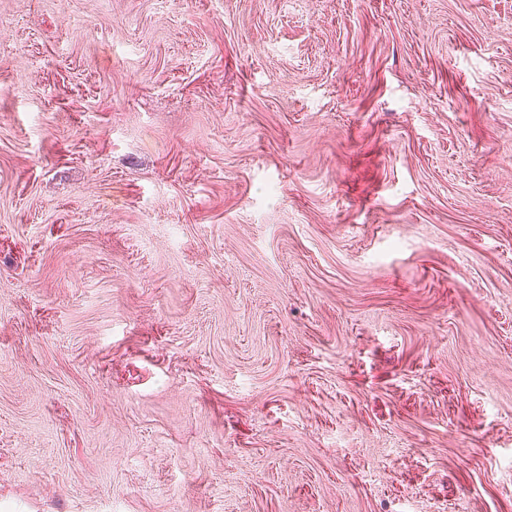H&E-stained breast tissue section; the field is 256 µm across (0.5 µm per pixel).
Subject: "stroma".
Wrapping results in <instances>:
<instances>
[{
	"instance_id": "obj_1",
	"label": "stroma",
	"mask_w": 512,
	"mask_h": 512,
	"mask_svg": "<svg viewBox=\"0 0 512 512\" xmlns=\"http://www.w3.org/2000/svg\"><path fill=\"white\" fill-rule=\"evenodd\" d=\"M0 512H512V0H0Z\"/></svg>"
}]
</instances>
